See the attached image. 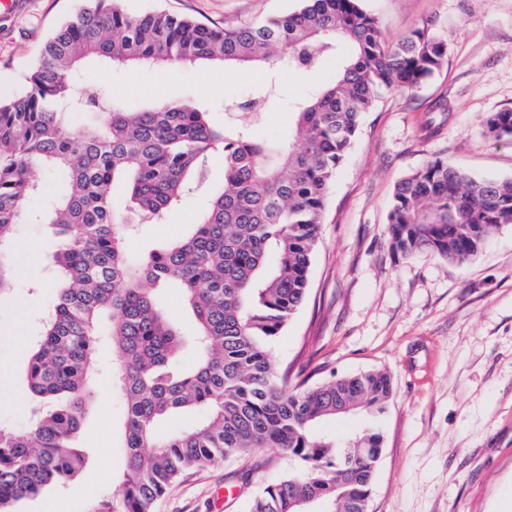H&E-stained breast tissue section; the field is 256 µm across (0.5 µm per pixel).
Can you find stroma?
I'll return each instance as SVG.
<instances>
[{"label": "stroma", "mask_w": 512, "mask_h": 512, "mask_svg": "<svg viewBox=\"0 0 512 512\" xmlns=\"http://www.w3.org/2000/svg\"><path fill=\"white\" fill-rule=\"evenodd\" d=\"M87 0H25L0 10V97L17 94L20 77L48 36ZM298 0H126L134 12L163 9L219 28L257 23L294 10ZM386 42L428 28L447 45L444 63L411 90L388 92L367 112L328 192L322 233L304 306L269 351L290 387L381 370L392 396L377 421L383 441L370 512H498L512 486V224L494 230L475 261L457 265L430 252L394 256L387 213L395 186L429 161L445 159L473 177L512 179V137L485 132L484 119L512 108V0H361ZM332 58L303 73L284 68L225 71L92 66L76 76L79 91L107 87L114 102L138 109L156 101L188 102L214 124L246 126L261 139L288 137L296 103L328 82ZM278 95L258 117L228 112L268 77ZM45 195L28 205L13 232L11 288L0 294V425L30 426V348L52 307L49 255L29 254L46 239L44 198L56 180L38 173ZM224 178L208 165L206 189L187 195L156 224L127 239L137 256L180 239L206 210ZM100 372L80 434L90 453L82 473L16 512H100L123 471L119 427L123 398L112 384L110 342L98 352ZM289 457L275 448L193 470L174 482L156 512H248L255 495L286 477Z\"/></svg>", "instance_id": "1"}]
</instances>
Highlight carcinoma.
<instances>
[{"mask_svg":"<svg viewBox=\"0 0 512 512\" xmlns=\"http://www.w3.org/2000/svg\"><path fill=\"white\" fill-rule=\"evenodd\" d=\"M123 2L91 0L45 41L20 92L0 100V291L9 286L13 228L42 192L35 172L59 177L41 214L52 236L56 301L27 368L33 426L25 433L0 427V512L86 467L79 437L103 335L112 338V380L125 400L124 470L106 512H153L184 472L256 448L281 449L295 469L264 487L249 512H368L381 433L338 438L316 427L353 411L384 413L389 376L367 372L290 390L268 346L306 299L327 195L363 115L381 94L430 78L447 47L424 29L386 45L361 0H300L290 13L233 29L156 10L131 13ZM325 56L336 57V74L296 104L286 143L216 126L208 110L190 104L130 111L105 90L86 95L74 84L94 63L273 61L300 72ZM276 98L272 76L230 106L266 112ZM74 114L98 120L75 128ZM485 129L512 137V109L486 116ZM216 155L224 183L192 233L129 256L127 207L114 204L115 189L140 223H156L199 185ZM387 224L396 256L427 250L468 264L493 229L512 224V180L477 179L432 161L396 185ZM169 288L180 290L193 316L189 367L162 306ZM194 410L204 415L193 427L159 433L165 418Z\"/></svg>","mask_w":512,"mask_h":512,"instance_id":"cac0c4a2","label":"carcinoma"}]
</instances>
